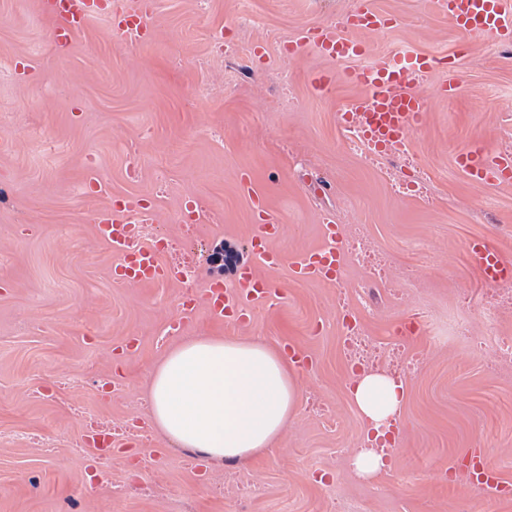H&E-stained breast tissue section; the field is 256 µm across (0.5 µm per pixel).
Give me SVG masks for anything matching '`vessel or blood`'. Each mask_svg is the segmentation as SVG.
<instances>
[{"mask_svg": "<svg viewBox=\"0 0 512 512\" xmlns=\"http://www.w3.org/2000/svg\"><path fill=\"white\" fill-rule=\"evenodd\" d=\"M437 4L461 32L487 34L500 43L512 41V9L507 7L505 0H437ZM40 6L52 18L53 37L61 44L69 43L73 35L97 14L96 0H40ZM393 24L392 17L376 12L368 0H362L340 25L302 31L299 37L289 42L288 52L298 56L312 48L332 61L356 59L369 51L363 34L379 32ZM114 27L122 32L135 29L141 39L152 29L148 15L132 6L126 8ZM458 67L459 57L455 54L447 57L411 54L401 61L394 59L376 66L351 68L345 78L362 88L363 93L338 113L337 122L341 127L355 129L375 154L402 146L426 118L427 102L414 90L417 78L433 70L447 72L448 80L441 92L452 96L458 89ZM457 161L462 172L474 182L486 185L512 183L511 152L472 145L460 152ZM252 204L258 213L252 237V261L238 268L232 284L208 286L200 295L210 315L219 322L232 313L237 314L239 320H247L256 302L276 292L274 283L263 276L262 271L276 268L281 262L280 254L272 246L280 234L279 220L264 197L253 195ZM141 208L140 199L125 197L98 214L96 234L117 256L112 270L114 280L140 287L180 280L179 270L163 262L158 246L145 243L136 223ZM324 238L321 247L294 259L290 267L294 280L335 282L342 266L336 225H325ZM466 252L470 264L487 285L512 281V261L503 256L496 237L473 238L468 242ZM469 476L472 490L484 496L492 495L501 484L499 474L484 466L477 457L470 463Z\"/></svg>", "mask_w": 512, "mask_h": 512, "instance_id": "b4317fda", "label": "vessel or blood"}]
</instances>
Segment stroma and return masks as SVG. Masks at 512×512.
<instances>
[{"mask_svg":"<svg viewBox=\"0 0 512 512\" xmlns=\"http://www.w3.org/2000/svg\"><path fill=\"white\" fill-rule=\"evenodd\" d=\"M140 2L151 42L103 15L64 55L37 0H0V512H512V494L484 498L460 470L477 450L512 486V360L470 344L512 336V305L487 323L478 301L488 291L465 257L470 237L493 234L512 259V184L473 183L456 163L474 141L512 151V46L462 36L434 0H371L396 26L368 35L366 56L332 64L289 56L288 43L358 0ZM463 41L457 96L441 94L442 71L424 75L426 121L406 145L373 161L348 145L336 114L359 91L346 69L446 55ZM328 66L338 79L316 96L308 75ZM246 172L283 225L285 264L269 274L281 292L244 324L215 323L202 307L181 318L184 295L233 282L218 250L251 258ZM126 195L147 199L153 241L174 267L194 266L193 280H113L117 258L92 217ZM187 201L198 223L180 222ZM328 220L342 242L370 245L384 280L352 262L338 287L292 280L289 261L322 244ZM346 311L383 355L406 318L423 315L403 351L418 368L403 379L393 464L376 482L351 467L367 441L348 395ZM130 336L136 351L119 354ZM191 336L314 357L281 444L245 465L169 444L143 395L149 372Z\"/></svg>","mask_w":512,"mask_h":512,"instance_id":"stroma-1","label":"stroma"}]
</instances>
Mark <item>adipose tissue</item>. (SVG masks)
<instances>
[{"label":"adipose tissue","mask_w":512,"mask_h":512,"mask_svg":"<svg viewBox=\"0 0 512 512\" xmlns=\"http://www.w3.org/2000/svg\"><path fill=\"white\" fill-rule=\"evenodd\" d=\"M145 401L173 445L209 461L247 464L277 445L296 415L299 373L280 348L233 336H193L150 373ZM351 397L378 435L396 422L403 384L358 377Z\"/></svg>","instance_id":"adipose-tissue-1"}]
</instances>
